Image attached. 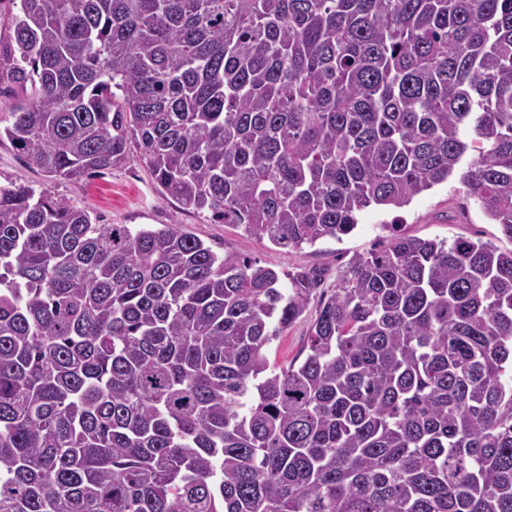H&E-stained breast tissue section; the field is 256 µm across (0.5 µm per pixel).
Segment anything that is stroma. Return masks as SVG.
<instances>
[{
    "label": "stroma",
    "mask_w": 512,
    "mask_h": 512,
    "mask_svg": "<svg viewBox=\"0 0 512 512\" xmlns=\"http://www.w3.org/2000/svg\"><path fill=\"white\" fill-rule=\"evenodd\" d=\"M45 187L67 197L73 204L88 208L103 224H131L157 228L173 224L200 238L217 253L238 252L279 271L313 266L324 273L322 292H329L347 270L350 259L388 243L392 233L422 239L453 240L463 236L512 248L498 225L492 224L473 199L467 198L457 178L435 186L415 197L405 208L384 210L369 207L352 233L342 239L325 238L303 251L277 247L268 239L249 238L233 224L215 221L207 213L182 210L164 197L138 151H131L121 167L76 182L58 183L32 171L22 162L9 141H0V186ZM312 299L307 311L267 350L270 361L288 364L306 345L311 324L319 307Z\"/></svg>",
    "instance_id": "obj_1"
}]
</instances>
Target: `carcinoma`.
I'll return each instance as SVG.
<instances>
[{
  "instance_id": "cac0c4a2",
  "label": "carcinoma",
  "mask_w": 512,
  "mask_h": 512,
  "mask_svg": "<svg viewBox=\"0 0 512 512\" xmlns=\"http://www.w3.org/2000/svg\"><path fill=\"white\" fill-rule=\"evenodd\" d=\"M0 126L302 250L459 178L512 240V0H0ZM472 152L469 164L460 162ZM323 273L0 186V512H512V249Z\"/></svg>"
}]
</instances>
